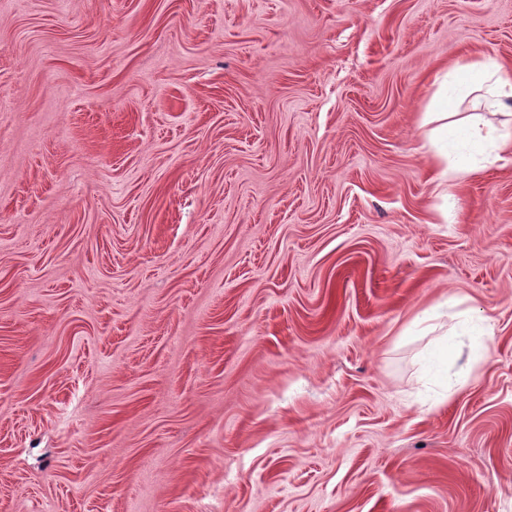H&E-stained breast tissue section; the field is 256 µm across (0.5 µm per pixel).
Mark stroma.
<instances>
[{
  "label": "stroma",
  "instance_id": "1",
  "mask_svg": "<svg viewBox=\"0 0 512 512\" xmlns=\"http://www.w3.org/2000/svg\"><path fill=\"white\" fill-rule=\"evenodd\" d=\"M486 58L512 0H0V512H512ZM452 95L467 96L483 91L490 108L505 109V99L512 97V73L492 60L472 63L462 72L454 74L450 82ZM441 120L447 121L442 124L437 132L448 139L447 167L440 173L442 179L448 181L451 173H471L474 171L472 157L463 152H457L459 140L466 141L473 148H480L487 142L493 151H506L512 149V133L500 134L489 140L480 133L479 116L475 114L460 116V112H433ZM452 156V158H450Z\"/></svg>",
  "mask_w": 512,
  "mask_h": 512
}]
</instances>
